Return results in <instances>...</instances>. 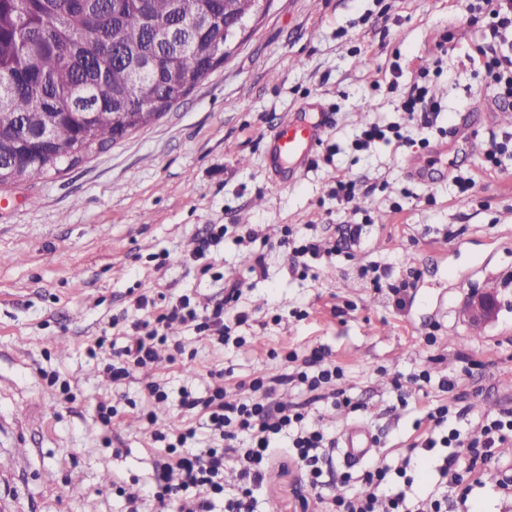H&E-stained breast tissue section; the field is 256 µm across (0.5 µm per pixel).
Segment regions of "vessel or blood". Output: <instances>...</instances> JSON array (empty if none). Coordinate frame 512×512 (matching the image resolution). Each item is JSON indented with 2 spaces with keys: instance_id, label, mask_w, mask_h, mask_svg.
Instances as JSON below:
<instances>
[{
  "instance_id": "obj_1",
  "label": "vessel or blood",
  "mask_w": 512,
  "mask_h": 512,
  "mask_svg": "<svg viewBox=\"0 0 512 512\" xmlns=\"http://www.w3.org/2000/svg\"><path fill=\"white\" fill-rule=\"evenodd\" d=\"M327 128L325 119L304 122L291 117L277 124L268 134L269 158L281 184L287 185L300 176ZM373 446L371 435L363 428L353 427L345 433L348 456H365Z\"/></svg>"
}]
</instances>
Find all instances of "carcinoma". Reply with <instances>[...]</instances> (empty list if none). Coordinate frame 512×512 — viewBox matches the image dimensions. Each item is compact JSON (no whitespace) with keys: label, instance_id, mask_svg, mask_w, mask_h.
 <instances>
[{"label":"carcinoma","instance_id":"carcinoma-1","mask_svg":"<svg viewBox=\"0 0 512 512\" xmlns=\"http://www.w3.org/2000/svg\"><path fill=\"white\" fill-rule=\"evenodd\" d=\"M175 5L185 22L254 14L253 0H0V83L16 87L0 98V185L67 170L115 141L114 118L135 131L190 93L215 33L196 34L193 53L155 45L146 19L167 22ZM127 52L159 55L158 71L133 83Z\"/></svg>","mask_w":512,"mask_h":512}]
</instances>
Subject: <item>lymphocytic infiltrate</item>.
Returning a JSON list of instances; mask_svg holds the SVG:
<instances>
[{
  "label": "lymphocytic infiltrate",
  "mask_w": 512,
  "mask_h": 512,
  "mask_svg": "<svg viewBox=\"0 0 512 512\" xmlns=\"http://www.w3.org/2000/svg\"><path fill=\"white\" fill-rule=\"evenodd\" d=\"M491 40L480 46L485 66L497 89L493 94L496 105L512 107V56L504 55L499 37L512 28V0H483ZM400 106L413 122L417 132L431 129L441 111V104L429 96L425 87L412 85L403 92ZM363 227L344 224L337 236L323 240L301 236L293 225H283L278 245L288 252L292 268H299L306 256L337 255L350 252L358 245ZM243 283L232 285L222 298L211 301L205 308L192 306L189 297L181 296L161 308L153 307L148 295L137 297V309L143 319L133 322L134 334L129 342L115 346L107 337H99L95 346L110 352L107 366L113 381L134 377L138 369L152 363L157 346L169 340L167 331L172 323L194 327L209 333L222 345H241L235 330L248 320L247 313L238 311L243 295ZM286 362L292 369L280 375L258 376L250 380V397L240 398L228 392L223 383L216 382L206 394L197 395L181 389L180 406L184 413L202 414L212 440L204 448L188 447L196 436L195 429L175 433H154V441L163 443L165 455L156 465L154 481L149 490L118 487L127 512H140L144 498H152L159 512H259L258 503L264 494L266 473L277 449H289L299 464L301 474L312 485H320L324 455L336 446L335 434L327 432L319 422L310 420L306 405H288L275 398L279 386H303L310 402L327 400L334 407L350 406L345 390L336 386L342 371L335 363L326 361L320 351L300 358L289 353ZM427 417L430 431L414 441V449L426 451L436 447L459 448L471 455L491 458L492 450L512 433V412L488 417L480 425L478 438L449 427V418L463 420V413H451L448 405L430 408ZM405 470H390L373 464L364 474L367 489L364 494L337 496L331 499L333 512H420L418 506L408 505L403 494L394 492L397 479Z\"/></svg>",
  "instance_id": "lymphocytic-infiltrate-1"
}]
</instances>
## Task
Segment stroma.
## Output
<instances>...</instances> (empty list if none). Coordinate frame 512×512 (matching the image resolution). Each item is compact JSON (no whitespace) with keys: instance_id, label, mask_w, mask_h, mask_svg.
Wrapping results in <instances>:
<instances>
[{"instance_id":"35a3bbf8","label":"stroma","mask_w":512,"mask_h":512,"mask_svg":"<svg viewBox=\"0 0 512 512\" xmlns=\"http://www.w3.org/2000/svg\"><path fill=\"white\" fill-rule=\"evenodd\" d=\"M469 0H269L228 46V56L187 97L151 125L112 143L69 170L0 187V497L20 512H122L115 485H147L162 450L153 431L190 426L180 386L204 391L222 372L227 388L248 396V381L283 373L280 355L316 348L344 371L351 406L310 405L311 415L344 434L361 426L376 444L359 461L336 452L323 491L301 480L285 451L266 483L264 512H325L333 494L360 490L374 462L407 466L408 500L438 491L432 466L408 455L427 432L428 408H469L462 424L477 432L484 416L512 412V155L502 170L484 169L489 134L512 138V114L477 96L488 77L476 48L482 22ZM440 71H433V64ZM428 68L420 76V68ZM419 84L442 105L440 129L420 143L353 144L368 122H403L398 91ZM318 101L330 124L308 168L292 186L267 175L264 138L302 103ZM432 166L442 179L412 180L407 161ZM357 183L348 203L332 193L336 172ZM473 175L459 192L451 178ZM229 228L208 254L192 259L210 225ZM262 226L266 237L236 242V225ZM360 224L352 255L309 259L310 277L290 272L277 240L282 225ZM170 262L156 269V259ZM264 255L265 278L239 307L241 347H217L193 329L162 347L159 361L134 380L113 384L89 348L101 335L142 318L135 294L161 292L205 304L226 283L246 279ZM411 278L405 307L371 288L362 265ZM485 288L499 298L496 318L473 328L469 296ZM429 371L423 388L411 375ZM454 379L453 389L440 386ZM166 384L168 402L150 408L149 382ZM118 410L103 426L94 408ZM512 469V437L492 462L470 474L465 512L481 502L512 512L497 488Z\"/></svg>"}]
</instances>
